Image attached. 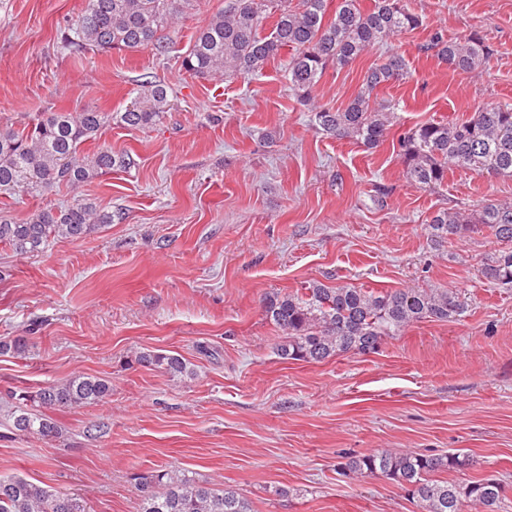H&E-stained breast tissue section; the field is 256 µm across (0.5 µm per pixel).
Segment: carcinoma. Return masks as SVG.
<instances>
[{
    "instance_id": "cac0c4a2",
    "label": "carcinoma",
    "mask_w": 512,
    "mask_h": 512,
    "mask_svg": "<svg viewBox=\"0 0 512 512\" xmlns=\"http://www.w3.org/2000/svg\"><path fill=\"white\" fill-rule=\"evenodd\" d=\"M196 0H86L65 32L64 42L77 51H138L158 56L171 52L165 35L175 20L193 9ZM334 17L325 20L329 0H225L190 41L182 66L193 78L248 76L284 50L288 81L297 102L311 112V122L324 134L349 138L368 148L381 143L393 123L395 105L372 99L380 86L407 74L403 56L366 72L360 90L342 109L313 103L312 93L328 68L341 69L368 50L392 42L418 28L420 17L406 0H374L371 10L360 0H336ZM273 19L269 33L263 23ZM455 71L471 72L494 54L479 30L450 39L434 31L421 46ZM170 109L168 87L145 80L123 112H42L36 122L16 130L0 126V193L21 191L43 195L60 186L79 188L86 181L134 164L129 155L114 154L102 143L103 130L114 124L149 127ZM95 145L84 152L86 143ZM405 179L420 188L435 189L448 172L465 169L477 174L512 177V107L477 108L454 121H428L399 138ZM120 218L119 214L76 199L60 208H44L22 224L0 222V243L22 256L41 252L54 239L79 240ZM434 237L463 240L487 231L505 246L480 264V275L499 285H512V203L491 202L466 212L447 209L428 221ZM467 303L454 288H369L314 283L299 293L266 298V317L283 333L276 347L285 360L322 361L347 354L377 352L386 337L426 319L453 322ZM139 361L163 368L173 377L192 375L180 355L143 352ZM112 393L108 379L76 375L35 391L0 396V413L12 430L42 439L58 438L61 428L36 408H81ZM458 454L424 455L378 450L350 456L340 464L362 477L380 475L404 486L422 512H497L505 487L497 479L460 484L433 478L441 470L459 469ZM141 493L140 512H252L251 501L229 488H217L185 470H156L135 476ZM0 512H87L76 494L33 483L23 477H0Z\"/></svg>"
}]
</instances>
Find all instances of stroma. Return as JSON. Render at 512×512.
I'll return each mask as SVG.
<instances>
[{
	"instance_id": "obj_1",
	"label": "stroma",
	"mask_w": 512,
	"mask_h": 512,
	"mask_svg": "<svg viewBox=\"0 0 512 512\" xmlns=\"http://www.w3.org/2000/svg\"><path fill=\"white\" fill-rule=\"evenodd\" d=\"M423 19L391 46L328 69L317 102L345 107L390 52L406 79L377 88L397 120L368 149L318 133L290 89L285 56L246 77L195 79L180 56L224 0H199L169 30L168 56L85 51L62 34L85 0H0V125L42 112H121L143 80L171 90L162 122L112 126L102 142L130 154L116 170L39 197L0 196V218L84 198L121 218L78 241L19 256L0 245V394L78 374L109 378L105 402L52 411L61 437L0 423V476L79 494L89 512H139L133 474L178 468L247 497L255 512H422L395 481L343 475L342 456L381 449L458 453L468 483L494 478L512 512V288L478 268L499 246L486 233L438 243L437 211L512 202V177L450 172L439 188L403 176L398 140L428 121L512 105V0H409ZM486 35L494 54L463 73L421 52L432 31ZM390 290L455 288L454 322L424 320L378 353L281 359L263 303L311 282ZM177 353L191 375L144 366ZM107 426L96 434L92 425Z\"/></svg>"
}]
</instances>
